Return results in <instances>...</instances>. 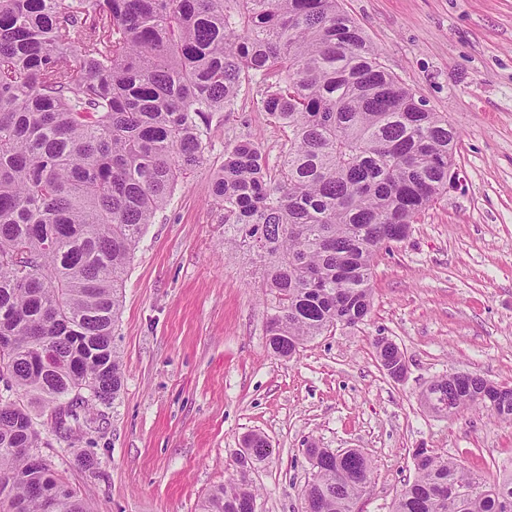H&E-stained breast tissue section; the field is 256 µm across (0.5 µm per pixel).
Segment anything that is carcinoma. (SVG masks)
<instances>
[{
    "label": "carcinoma",
    "instance_id": "1",
    "mask_svg": "<svg viewBox=\"0 0 512 512\" xmlns=\"http://www.w3.org/2000/svg\"><path fill=\"white\" fill-rule=\"evenodd\" d=\"M252 83L285 143L272 169L251 139L225 140L211 197L224 245L262 258L268 347L291 358L369 316L380 247L448 190V117L386 71L340 0H0V512H90L33 453L36 412L67 440L119 396L112 327L136 245L206 162L213 116ZM374 346L381 367H402L396 344ZM420 400L512 422V388L476 374L440 376ZM245 448L200 512H256L250 472L271 448L260 434ZM307 453L310 512H355L372 461ZM450 487L473 493L448 504ZM393 512H512V471L491 479L427 455Z\"/></svg>",
    "mask_w": 512,
    "mask_h": 512
}]
</instances>
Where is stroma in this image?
<instances>
[{"label": "stroma", "instance_id": "obj_1", "mask_svg": "<svg viewBox=\"0 0 512 512\" xmlns=\"http://www.w3.org/2000/svg\"><path fill=\"white\" fill-rule=\"evenodd\" d=\"M382 65L460 134V183L383 248L373 307L289 359L267 346L270 307L252 255L225 247L211 204L224 141L246 136L269 160L284 137L243 89L217 115L203 167L149 225L124 278L112 334L124 387L78 447L37 420V453L90 512H198L236 473L252 433L270 456L252 474L257 512H302L316 445L362 449L374 472L358 512H392L417 448L495 476L512 466V424L486 410L425 411L421 392L448 373L512 387V0H342ZM403 351L392 380L373 341ZM93 456L95 470L80 455Z\"/></svg>", "mask_w": 512, "mask_h": 512}]
</instances>
